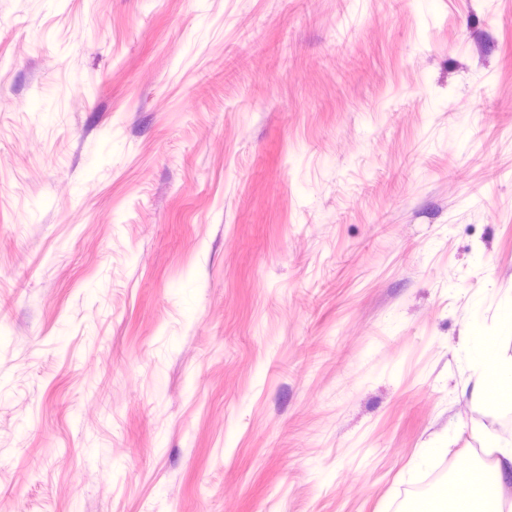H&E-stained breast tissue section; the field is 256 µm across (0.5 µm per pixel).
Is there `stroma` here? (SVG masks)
I'll return each mask as SVG.
<instances>
[{
	"label": "stroma",
	"instance_id": "35a3bbf8",
	"mask_svg": "<svg viewBox=\"0 0 512 512\" xmlns=\"http://www.w3.org/2000/svg\"><path fill=\"white\" fill-rule=\"evenodd\" d=\"M479 331L512 0H0V512H448Z\"/></svg>",
	"mask_w": 512,
	"mask_h": 512
}]
</instances>
